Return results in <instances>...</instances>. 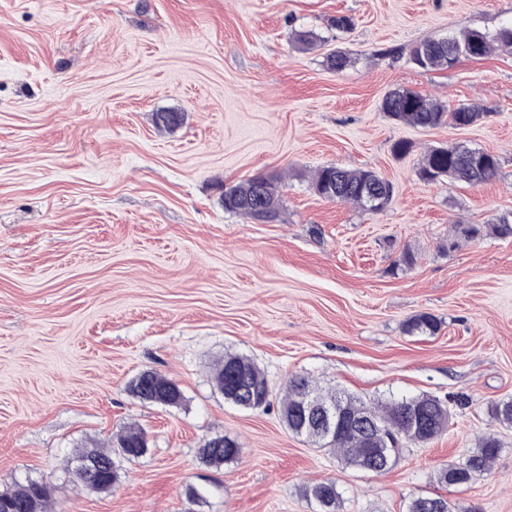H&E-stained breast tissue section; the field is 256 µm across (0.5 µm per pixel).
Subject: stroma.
Here are the masks:
<instances>
[{
	"label": "stroma",
	"mask_w": 512,
	"mask_h": 512,
	"mask_svg": "<svg viewBox=\"0 0 512 512\" xmlns=\"http://www.w3.org/2000/svg\"><path fill=\"white\" fill-rule=\"evenodd\" d=\"M353 18V30L330 18ZM512 21V0H0V491L52 477L55 512H315L304 485L332 481L339 512H407L444 497L512 512V51L423 71L427 38ZM309 30L316 49L297 48ZM353 62L336 71L325 58ZM410 89L482 111L465 128H413L380 110ZM183 113L175 128L161 112ZM411 143L399 156L393 145ZM462 143L500 162L471 186L427 184L428 150ZM370 168L394 187L371 214L316 194L324 166ZM276 178L279 221L225 212V187ZM484 225L480 238L460 237ZM413 266L399 265L402 252ZM428 313L432 335L409 334ZM251 359L268 408L225 401L212 369ZM154 371L184 399L141 402ZM366 401L428 395L447 431L404 448L389 471L345 465L280 419L289 376ZM135 424L148 451L96 494L62 470L81 448ZM502 442L492 472L445 486L479 439ZM226 436L237 460L200 461ZM206 486V500L188 498Z\"/></svg>",
	"instance_id": "obj_1"
}]
</instances>
